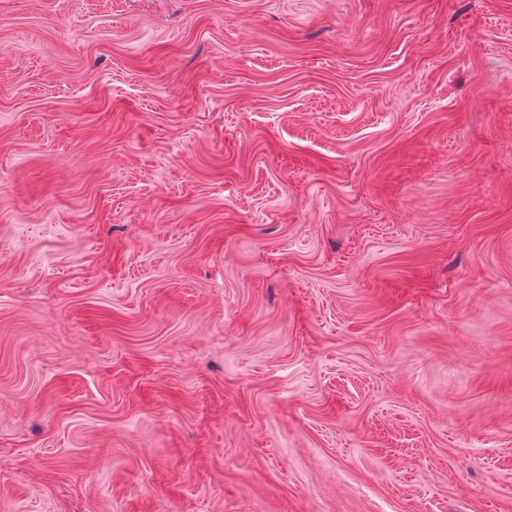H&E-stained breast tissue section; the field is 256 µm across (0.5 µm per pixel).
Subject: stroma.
Wrapping results in <instances>:
<instances>
[{"label":"stroma","mask_w":512,"mask_h":512,"mask_svg":"<svg viewBox=\"0 0 512 512\" xmlns=\"http://www.w3.org/2000/svg\"><path fill=\"white\" fill-rule=\"evenodd\" d=\"M0 512H512V0H0Z\"/></svg>","instance_id":"1"}]
</instances>
